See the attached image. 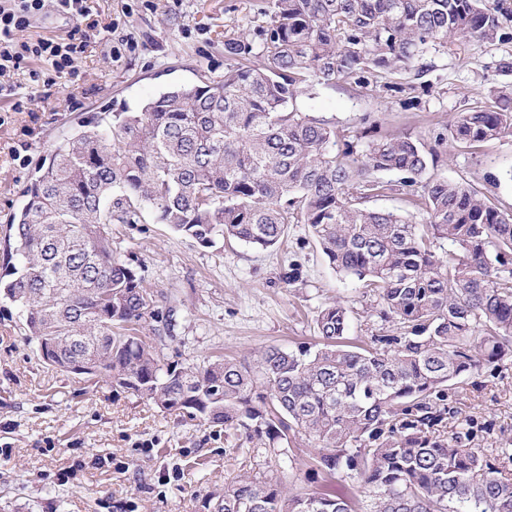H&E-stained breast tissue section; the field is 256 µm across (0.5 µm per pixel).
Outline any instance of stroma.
Here are the masks:
<instances>
[{"mask_svg":"<svg viewBox=\"0 0 512 512\" xmlns=\"http://www.w3.org/2000/svg\"><path fill=\"white\" fill-rule=\"evenodd\" d=\"M99 23L112 29L92 35L74 67V79L51 83L21 77V110L0 100V235L25 204L22 194L36 165L68 130L70 118L134 107L173 86L224 73V40L252 35L265 24V0H90ZM135 48H128L126 35ZM512 61V41L452 45L434 55L435 68L417 85V109L405 93L350 85L300 97L301 107L335 126L347 140L366 146L363 133L408 135L431 141L473 97L504 82L501 59ZM512 138L441 158L438 172L466 180L512 210ZM500 177L493 186L488 176ZM112 248L133 268L145 289L165 295L159 310L174 307L177 326L160 340L143 323V340L164 361L202 363L224 354L257 361L271 346L288 350L315 340L314 319L339 300L351 311V340L380 333L372 297L329 265L307 225H289L277 250L237 241L204 248L155 223L112 227ZM452 399L489 430L477 445L512 443V362L500 374L462 377ZM245 437L189 416L161 410L126 389L98 379H79L53 369L25 321L0 299V512H205L203 503L228 478L249 471L252 459L236 454ZM110 457L96 469L93 456ZM315 451L290 440L269 462L286 496L325 484Z\"/></svg>","mask_w":512,"mask_h":512,"instance_id":"1","label":"stroma"}]
</instances>
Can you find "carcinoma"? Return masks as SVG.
<instances>
[{
	"instance_id": "cac0c4a2",
	"label": "carcinoma",
	"mask_w": 512,
	"mask_h": 512,
	"mask_svg": "<svg viewBox=\"0 0 512 512\" xmlns=\"http://www.w3.org/2000/svg\"><path fill=\"white\" fill-rule=\"evenodd\" d=\"M254 39L224 40V76L173 87L140 109L80 118L23 189L3 237L0 293L27 336L53 343L48 364L77 361L164 411L189 409L264 440L256 456L299 435L320 466L356 484L364 512H512V448H476L474 420L448 391L461 376L512 361V213L437 173L439 154L410 136L366 149L297 103L339 83L368 89L425 72L448 45L512 41L502 0H266ZM512 138V83L435 136L473 149ZM401 175L384 181L380 174ZM416 194L426 224L369 206ZM155 223L213 247L233 237L268 250L306 224L329 265L374 296L390 324L348 342L340 302L315 318L318 343L271 346L252 365L218 358L163 363L139 336H172L173 309L112 250L110 226ZM359 499L285 498L274 470L244 473L208 512H357Z\"/></svg>"
}]
</instances>
